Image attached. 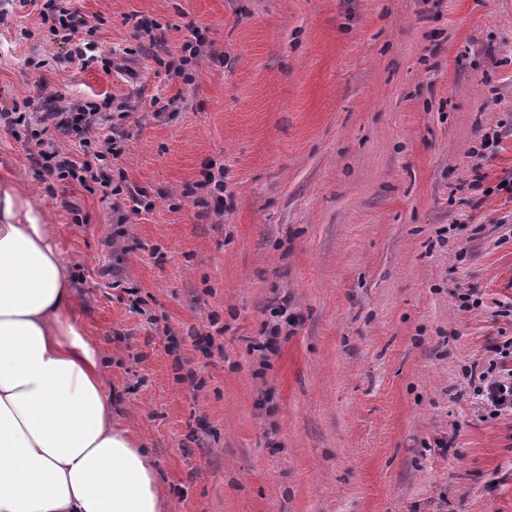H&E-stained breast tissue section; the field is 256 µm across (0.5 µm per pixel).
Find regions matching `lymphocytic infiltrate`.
<instances>
[{"mask_svg": "<svg viewBox=\"0 0 512 512\" xmlns=\"http://www.w3.org/2000/svg\"><path fill=\"white\" fill-rule=\"evenodd\" d=\"M18 9L35 6L49 37L65 57L89 67L99 59L93 40L94 24L82 16L76 0H13ZM57 95L38 89L36 94L0 108V128L16 131L24 127L27 140L43 161L44 178L56 185L75 181L84 187H96L104 198L121 195L123 189L112 181V162L119 157L117 142L124 136L120 120L126 119V102L114 103L111 111L83 101L68 110L56 111ZM78 135L80 156L66 152L62 140ZM479 393L486 409L495 415L512 412V369L499 370L489 365L479 372Z\"/></svg>", "mask_w": 512, "mask_h": 512, "instance_id": "obj_1", "label": "lymphocytic infiltrate"}]
</instances>
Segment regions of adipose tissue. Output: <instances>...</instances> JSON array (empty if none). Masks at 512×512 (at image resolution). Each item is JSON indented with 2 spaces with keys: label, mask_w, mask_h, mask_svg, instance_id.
Wrapping results in <instances>:
<instances>
[{
  "label": "adipose tissue",
  "mask_w": 512,
  "mask_h": 512,
  "mask_svg": "<svg viewBox=\"0 0 512 512\" xmlns=\"http://www.w3.org/2000/svg\"><path fill=\"white\" fill-rule=\"evenodd\" d=\"M119 420L55 227L0 181V512H165Z\"/></svg>",
  "instance_id": "obj_1"
}]
</instances>
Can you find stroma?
<instances>
[{
	"mask_svg": "<svg viewBox=\"0 0 512 512\" xmlns=\"http://www.w3.org/2000/svg\"><path fill=\"white\" fill-rule=\"evenodd\" d=\"M78 7L115 68L33 13L0 26V106L127 101V221L1 129L0 173L59 230L167 512H512V414L472 378L512 345V0Z\"/></svg>",
	"mask_w": 512,
	"mask_h": 512,
	"instance_id": "stroma-1",
	"label": "stroma"
}]
</instances>
